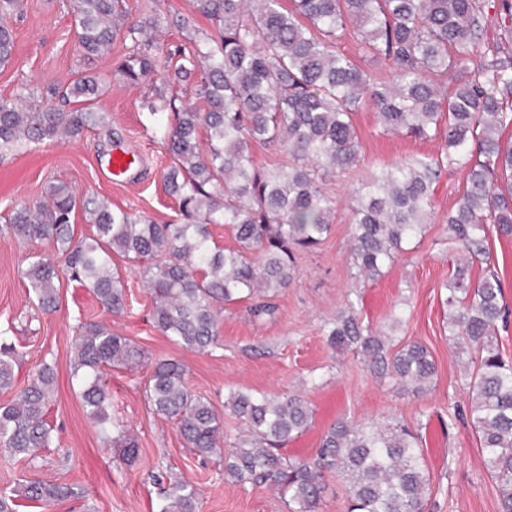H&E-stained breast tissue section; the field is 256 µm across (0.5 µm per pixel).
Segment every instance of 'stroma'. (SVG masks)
Returning a JSON list of instances; mask_svg holds the SVG:
<instances>
[{
    "mask_svg": "<svg viewBox=\"0 0 512 512\" xmlns=\"http://www.w3.org/2000/svg\"><path fill=\"white\" fill-rule=\"evenodd\" d=\"M9 24L16 36L15 53L11 64L0 68V97H12L27 87L65 83L81 71L100 76L110 89L98 101L99 111L108 117L107 128L87 132L78 141L46 142L0 154V226L16 204L43 199L51 182L83 195L95 194L115 210L160 224L179 222L178 203L163 186L170 162L164 134L143 101L162 84L165 61L170 50L184 42V32L163 28L154 45L160 58L155 76L132 87L115 71L127 41L116 40L108 55L84 58L76 46L66 0H24ZM354 125L361 157L355 168L327 186L336 203L329 236L299 255L295 279L272 299L273 313L253 314L249 299L224 306L219 343L205 353L181 348L154 327L148 288L118 256L113 263L127 295L124 314L106 313L88 290L69 281L63 284L58 310L42 312L32 303L18 267L25 257L51 255L50 244L22 242L0 233V331H10L23 356L17 384L25 386L30 369L41 362H50L57 370L49 414L55 443L32 461L0 450V490L29 478L66 483L78 491L60 501L25 502L19 512H157L171 476L197 488L196 512H288L268 485L237 483L225 475L217 459L199 460L185 448L176 424L154 413L144 387L155 363L164 359L182 363L190 389L219 408L233 387L301 393L313 415L309 427L282 448L283 455L293 459L313 457L321 435L341 417L357 422L393 417L419 426L431 478L425 512H498L497 482L483 467L478 435L465 418L470 402L465 380L468 356L448 335L444 302L443 283L457 252L448 237V212L467 188L465 176L460 171L443 172L434 186L422 236L406 244L382 277L359 281L350 247L354 187L369 172L402 156L437 154L440 143L384 133L366 101L355 112ZM119 149L134 156L123 178L111 174L112 155ZM487 246L490 263L474 262L471 276L481 280L489 266L498 273L507 322L499 326L497 339L502 353L512 359V237L488 228ZM348 300L363 320L382 330L388 329L398 310H405L406 321L395 341L422 343L436 366L425 396L401 393L391 381L371 375L354 352L328 343L325 328ZM87 320L104 323L143 351L139 365L112 367L105 374L112 414L139 446L130 465L118 451L104 449L70 380L75 329ZM454 409L460 416L452 420L448 414Z\"/></svg>",
    "mask_w": 512,
    "mask_h": 512,
    "instance_id": "obj_1",
    "label": "stroma"
}]
</instances>
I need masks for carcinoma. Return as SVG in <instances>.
Masks as SVG:
<instances>
[{
	"instance_id": "obj_1",
	"label": "carcinoma",
	"mask_w": 512,
	"mask_h": 512,
	"mask_svg": "<svg viewBox=\"0 0 512 512\" xmlns=\"http://www.w3.org/2000/svg\"><path fill=\"white\" fill-rule=\"evenodd\" d=\"M496 44L477 53L489 26L486 0H192L189 14L161 15L156 6L131 23L123 0H70L78 49L88 58L106 55L121 35L132 42L117 63L129 85L158 66L146 31L165 23L194 27L198 14L215 23L192 36L167 86L191 84L184 103L154 89L144 106L157 116L171 164L164 188L178 201L182 222L158 224L112 210L98 197L48 184L47 198L21 203L5 232L46 241L51 257L29 256L18 267L36 305L60 306L61 283L86 288L109 313L126 308L124 285L112 258L140 271L153 300L155 327L179 346L207 352L218 345L217 311L259 292L286 288L296 273V253L316 247L331 231L330 178L355 166L360 141L353 114L365 99L387 132L416 139L441 138L437 156L410 155L369 175L351 211L357 275L375 280L425 229L433 185L443 171L460 170L467 189L448 212V232L461 256L452 261L446 290L450 336L472 352L469 419L478 433L482 462L494 476L499 512H512V362L494 339L502 318L501 287L494 272L475 283L473 258L488 255L487 225L512 236V143L500 131L512 126V0H496ZM20 0H0V67L13 60L15 35L6 19ZM355 23L359 46L391 62L383 78L339 52L336 41ZM106 91L98 76L79 75L47 88L42 102L26 92L0 98V152L29 144L80 140L107 127L97 111ZM253 142L277 145L288 165L255 164ZM85 215L91 233L75 236L72 218ZM228 229L235 246L211 245L210 226ZM328 342L360 356L380 379L414 397L431 388L435 364L421 343L394 347L388 334L364 322L352 301L326 329ZM19 353L0 333V391L15 387ZM142 350L101 322L81 323L72 377L86 416L104 444L132 463L138 443L112 418V395L102 371L140 361ZM56 372L44 361L14 399L0 404V447L34 460L54 442L48 421ZM153 411L177 425L198 458H224V472L241 484H270L293 512H318L328 473L348 488L349 512H424L429 476L419 428L401 421L364 425L337 420L322 436L311 461L278 453L312 417L301 395L232 390L224 406L244 425L227 452L224 417L192 393L182 364L156 363L145 387ZM78 495L71 485L19 480L0 491V512H18L19 500L58 501ZM195 487L168 483L158 512H195Z\"/></svg>"
}]
</instances>
